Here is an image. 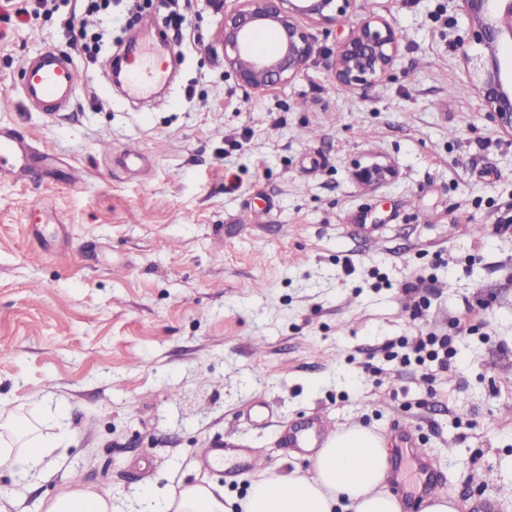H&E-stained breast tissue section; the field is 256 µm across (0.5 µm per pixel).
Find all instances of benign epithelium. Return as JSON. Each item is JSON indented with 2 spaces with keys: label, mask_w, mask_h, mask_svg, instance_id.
Masks as SVG:
<instances>
[{
  "label": "benign epithelium",
  "mask_w": 512,
  "mask_h": 512,
  "mask_svg": "<svg viewBox=\"0 0 512 512\" xmlns=\"http://www.w3.org/2000/svg\"><path fill=\"white\" fill-rule=\"evenodd\" d=\"M222 14L216 40L224 47V65L238 82L264 92L292 81L316 53L315 41L300 19L322 24L336 21L351 0H210ZM466 15L480 52H463L468 82L481 92L484 107L499 128L512 135V0H456ZM277 35L279 50L261 56L253 49L257 31ZM396 27L389 20L368 16L341 41L331 68L336 82L345 88L364 89L385 78L398 55ZM394 168L371 165L358 169L356 179L366 185L393 178Z\"/></svg>",
  "instance_id": "1"
}]
</instances>
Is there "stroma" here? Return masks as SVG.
Returning <instances> with one entry per match:
<instances>
[{"label": "stroma", "instance_id": "obj_1", "mask_svg": "<svg viewBox=\"0 0 512 512\" xmlns=\"http://www.w3.org/2000/svg\"><path fill=\"white\" fill-rule=\"evenodd\" d=\"M179 3L180 43L165 7L0 0V128L37 153L0 175V407L30 419L47 397L67 415L45 477L0 471V498L38 512L70 483L125 500L205 479L240 500L254 468L225 477L207 450L310 474L284 435L318 413L391 449L413 432L458 512H512V138L468 82L466 18L351 0L309 23L303 73L254 92L224 65L220 13ZM73 13L124 70L129 42L166 40V81L144 98L106 82ZM367 14L405 37L387 77L349 90L331 62ZM46 48L81 74L63 112L21 93ZM375 162L395 178L359 184ZM418 336L453 337L447 368L411 359Z\"/></svg>", "mask_w": 512, "mask_h": 512}]
</instances>
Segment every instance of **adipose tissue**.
Returning <instances> with one entry per match:
<instances>
[{"label":"adipose tissue","mask_w":512,"mask_h":512,"mask_svg":"<svg viewBox=\"0 0 512 512\" xmlns=\"http://www.w3.org/2000/svg\"><path fill=\"white\" fill-rule=\"evenodd\" d=\"M47 422L66 427L63 411L49 402L32 421L0 413V469L28 479L41 475L54 446L42 432ZM314 469L311 477L262 470L239 501L205 482L179 486L160 501L144 489L123 506L107 493L70 486L43 502L40 512H399L397 498L383 487L389 471L385 442L364 426L353 424L330 437Z\"/></svg>","instance_id":"obj_1"}]
</instances>
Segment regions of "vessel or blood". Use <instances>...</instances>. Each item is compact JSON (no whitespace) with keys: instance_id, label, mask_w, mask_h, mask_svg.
I'll use <instances>...</instances> for the list:
<instances>
[{"instance_id":"1","label":"vessel or blood","mask_w":512,"mask_h":512,"mask_svg":"<svg viewBox=\"0 0 512 512\" xmlns=\"http://www.w3.org/2000/svg\"><path fill=\"white\" fill-rule=\"evenodd\" d=\"M25 80L22 92L31 105L45 112L66 110L79 79L78 69L70 58L46 50L24 62ZM165 73L156 67H141L130 71L126 84L129 90L141 93L161 83ZM31 148L11 131L0 130V173L18 175L30 168ZM334 428L327 421L312 418L302 426L288 430V445L292 448L324 447ZM405 453L414 465L415 497L427 500L435 494L438 478L432 460L418 446L416 437L404 435Z\"/></svg>"}]
</instances>
